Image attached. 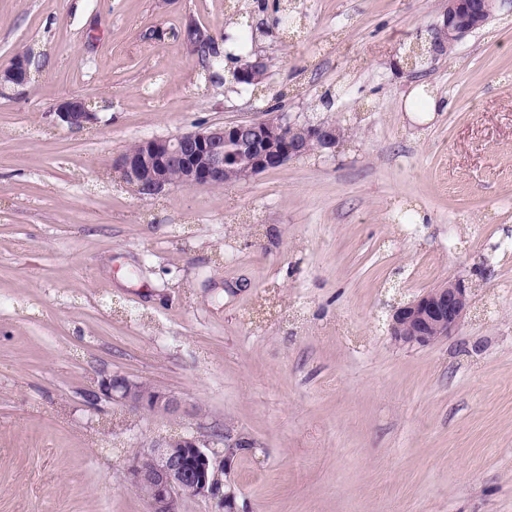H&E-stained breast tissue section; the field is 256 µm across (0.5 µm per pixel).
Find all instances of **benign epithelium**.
<instances>
[{"mask_svg": "<svg viewBox=\"0 0 512 512\" xmlns=\"http://www.w3.org/2000/svg\"><path fill=\"white\" fill-rule=\"evenodd\" d=\"M496 6L495 0H445L439 20L428 28V52L434 56L451 53L475 31L484 27ZM181 38L190 51L211 44V34L190 19L181 28ZM31 57L17 55L0 70V84L24 86L30 82ZM268 73L264 58L257 57L237 71L236 81L256 82ZM56 122L72 129L98 123L97 113L80 97L59 101ZM344 141L333 123L291 120L282 112H266L259 119L222 126L198 127L173 137L138 142V149L121 155L116 164L120 178L132 181L140 197L155 198L175 187H212L230 167L239 169V180L279 168L317 151H334ZM475 285L464 278L431 288L393 310L392 336L408 345L427 346L453 335L473 308ZM146 384L121 374L101 380L87 398L105 399L128 413H160L168 417L195 416L197 410L178 398L153 392ZM249 450L239 441L224 446V453L210 449L195 435L170 434L128 459V483L147 502L148 512H182L186 497L214 499L218 512H238L231 484H221L235 458Z\"/></svg>", "mask_w": 512, "mask_h": 512, "instance_id": "7a95c632", "label": "benign epithelium"}]
</instances>
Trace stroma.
<instances>
[{
    "label": "stroma",
    "mask_w": 512,
    "mask_h": 512,
    "mask_svg": "<svg viewBox=\"0 0 512 512\" xmlns=\"http://www.w3.org/2000/svg\"><path fill=\"white\" fill-rule=\"evenodd\" d=\"M0 0V512H148L125 459L174 430L251 442L242 512H512V0L450 55L403 61L443 0ZM253 38L266 91L208 82L179 31ZM448 109L405 111L415 87ZM334 105H322L324 95ZM99 121L55 123L61 99ZM341 116L336 151L141 199L134 142ZM476 281L458 332L395 341L393 306ZM120 373L199 408L128 414ZM31 57L29 55H17L9 66L0 70V84L12 86H24L30 82Z\"/></svg>",
    "instance_id": "stroma-1"
}]
</instances>
